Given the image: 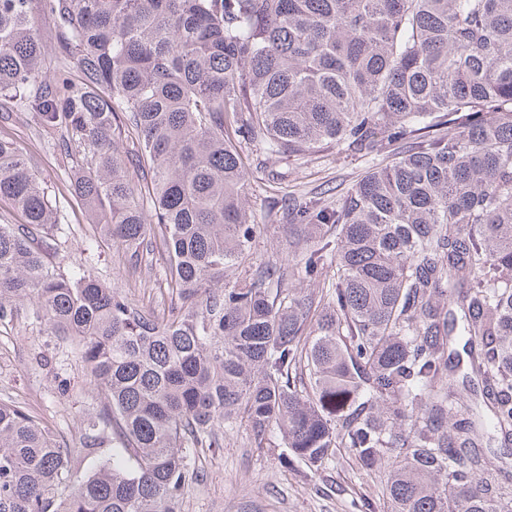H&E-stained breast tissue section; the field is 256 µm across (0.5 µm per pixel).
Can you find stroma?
Here are the masks:
<instances>
[{
    "instance_id": "obj_1",
    "label": "stroma",
    "mask_w": 512,
    "mask_h": 512,
    "mask_svg": "<svg viewBox=\"0 0 512 512\" xmlns=\"http://www.w3.org/2000/svg\"><path fill=\"white\" fill-rule=\"evenodd\" d=\"M0 137L15 141L55 202L61 233L48 239L45 254L64 268L86 267L122 290L141 309L161 312L171 297L160 274L161 259L137 263L122 248L95 236L90 217L73 204L67 179L77 167L56 136L39 130L35 118L0 111ZM251 157L249 205L257 223L268 230L255 248L256 259L279 256L288 236L286 224L270 210L267 187L271 170L287 173L289 189L331 190L351 187L372 165L363 156L329 150L314 156L307 168L268 161L259 148ZM19 402L51 424L71 447H79L81 420L98 399L74 347L25 318L0 324V399ZM277 447L250 445L245 430L226 432L222 447L198 452L190 469L179 512H385L380 479L365 476L347 454L325 468H284Z\"/></svg>"
}]
</instances>
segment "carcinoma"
<instances>
[{"instance_id": "1", "label": "carcinoma", "mask_w": 512, "mask_h": 512, "mask_svg": "<svg viewBox=\"0 0 512 512\" xmlns=\"http://www.w3.org/2000/svg\"><path fill=\"white\" fill-rule=\"evenodd\" d=\"M0 107L60 135L71 200L159 255L176 300L147 315L47 263L56 208L0 140V202L26 218L0 224V322L24 308L75 345L101 401L80 453L116 445L81 473L0 400V512H177L191 449L235 428L287 465L346 449L388 512H507L512 464L484 448L512 443V0H0ZM250 145L392 162L334 205L271 196L296 231L255 267Z\"/></svg>"}]
</instances>
